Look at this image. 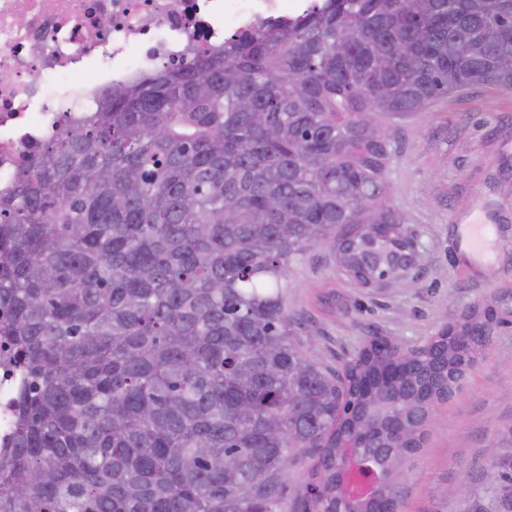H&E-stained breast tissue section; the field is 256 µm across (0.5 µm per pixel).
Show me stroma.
Masks as SVG:
<instances>
[{"label":"stroma","mask_w":512,"mask_h":512,"mask_svg":"<svg viewBox=\"0 0 512 512\" xmlns=\"http://www.w3.org/2000/svg\"><path fill=\"white\" fill-rule=\"evenodd\" d=\"M390 203L418 258L404 279L361 288L321 245L295 266L287 292L292 339L311 361L338 370L371 336L412 347L470 310L493 306L491 341L462 386L434 409L420 451L405 469L400 512H462L479 490L496 431L512 422V94L486 87L392 118ZM497 218L492 267L465 261L454 212L473 195Z\"/></svg>","instance_id":"stroma-1"}]
</instances>
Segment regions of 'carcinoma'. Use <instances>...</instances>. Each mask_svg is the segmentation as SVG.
I'll list each match as a JSON object with an SVG mask.
<instances>
[{"instance_id": "1", "label": "carcinoma", "mask_w": 512, "mask_h": 512, "mask_svg": "<svg viewBox=\"0 0 512 512\" xmlns=\"http://www.w3.org/2000/svg\"><path fill=\"white\" fill-rule=\"evenodd\" d=\"M512 92V0H317L112 89L0 196V304L25 383L0 512H397L403 459L489 343L371 336L339 371L291 340L319 244L362 288L405 276L371 120ZM463 512L512 504V423ZM312 462L307 458H299L291 468L288 476V498L287 508L288 512H294L293 503L297 492L308 481Z\"/></svg>"}]
</instances>
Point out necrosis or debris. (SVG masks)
Masks as SVG:
<instances>
[{
  "instance_id": "4bbe7bcc",
  "label": "necrosis or debris",
  "mask_w": 512,
  "mask_h": 512,
  "mask_svg": "<svg viewBox=\"0 0 512 512\" xmlns=\"http://www.w3.org/2000/svg\"><path fill=\"white\" fill-rule=\"evenodd\" d=\"M312 0H0V195L41 145L79 123L112 87L195 53L226 34L295 17ZM24 381L0 338V447L13 444Z\"/></svg>"
}]
</instances>
